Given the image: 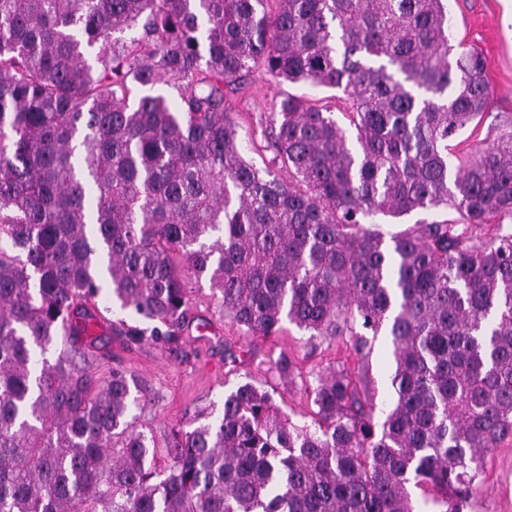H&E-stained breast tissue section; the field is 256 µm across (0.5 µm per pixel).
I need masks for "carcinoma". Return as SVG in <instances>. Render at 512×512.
Segmentation results:
<instances>
[{
  "instance_id": "1",
  "label": "carcinoma",
  "mask_w": 512,
  "mask_h": 512,
  "mask_svg": "<svg viewBox=\"0 0 512 512\" xmlns=\"http://www.w3.org/2000/svg\"><path fill=\"white\" fill-rule=\"evenodd\" d=\"M257 70L342 91L348 127L288 95L258 168L228 109ZM486 71L448 0H0V512H417L411 485L464 512L512 440V127L451 145ZM163 79L180 104H127ZM204 282L248 335L287 321L362 356L386 332L385 419L345 368L315 375L304 426L245 382L158 471L130 415L147 387L34 360L110 312L105 283L153 324L118 320L128 343L175 345ZM442 218H446V212L440 210L415 213L409 216H405L404 218L401 219L377 216L374 219L376 225L373 226V228L379 229L382 233H384L385 237L388 238L391 233L398 231L402 228H405L409 224H414L416 221L425 219L430 222L432 220Z\"/></svg>"
}]
</instances>
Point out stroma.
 <instances>
[{
    "mask_svg": "<svg viewBox=\"0 0 512 512\" xmlns=\"http://www.w3.org/2000/svg\"><path fill=\"white\" fill-rule=\"evenodd\" d=\"M448 26L453 42L481 50L488 60V79L493 97L485 119L474 132H462L461 149L478 147L492 127L512 118V0H448ZM302 95L317 105L339 112L340 102L333 89L269 81L255 74L245 92L231 96L232 118L237 125L239 148L257 167L271 157L261 136L275 101L287 95ZM190 324L177 345L167 348L151 342L127 344L109 324L89 325L75 338H61L46 356L55 359L61 350L76 349L78 366L98 377L121 370L145 383L153 400L137 411V424L156 444L153 464L166 468L167 447L177 431L192 423L201 412L220 415L224 393L250 382L269 390L275 402L295 424L309 422L311 405L305 386L316 371L327 368L365 369L377 419H384L395 395L390 377L395 370L392 347L387 336L371 341L365 359L349 355L338 342L311 347L306 333L285 325L281 335L263 338L243 334L225 318L224 311L208 286L193 288L190 294ZM246 351L245 364L231 363L226 347ZM296 363L295 377L280 380L273 363L280 353ZM465 512H512V441L500 443L484 459L476 491Z\"/></svg>",
    "mask_w": 512,
    "mask_h": 512,
    "instance_id": "35a3bbf8",
    "label": "stroma"
}]
</instances>
